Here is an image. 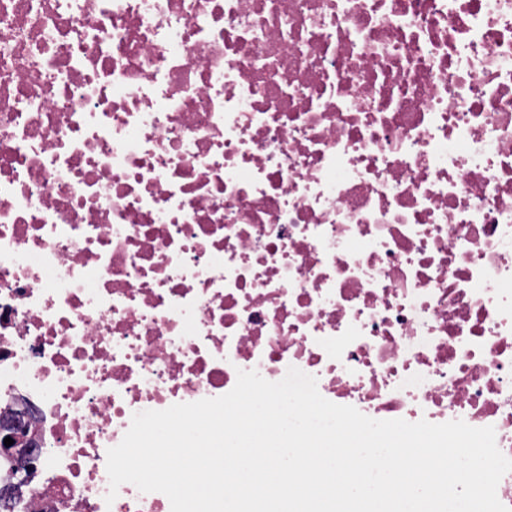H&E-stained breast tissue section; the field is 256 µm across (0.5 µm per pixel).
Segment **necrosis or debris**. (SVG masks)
<instances>
[{
  "label": "necrosis or debris",
  "mask_w": 512,
  "mask_h": 512,
  "mask_svg": "<svg viewBox=\"0 0 512 512\" xmlns=\"http://www.w3.org/2000/svg\"><path fill=\"white\" fill-rule=\"evenodd\" d=\"M292 366L512 457V0H0L11 512H171L133 415ZM31 408L15 410L8 408L0 412V447L2 453L13 459L18 470L30 469L33 462L43 451L27 434L26 421L34 418ZM10 437L14 443L6 447L4 439Z\"/></svg>",
  "instance_id": "necrosis-or-debris-1"
}]
</instances>
